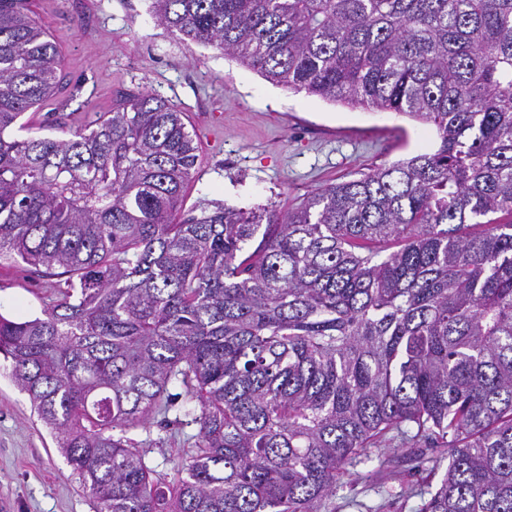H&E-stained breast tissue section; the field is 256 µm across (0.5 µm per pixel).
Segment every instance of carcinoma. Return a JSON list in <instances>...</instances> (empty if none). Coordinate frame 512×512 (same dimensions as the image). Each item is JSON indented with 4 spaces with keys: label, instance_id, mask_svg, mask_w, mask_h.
<instances>
[{
    "label": "carcinoma",
    "instance_id": "obj_1",
    "mask_svg": "<svg viewBox=\"0 0 512 512\" xmlns=\"http://www.w3.org/2000/svg\"><path fill=\"white\" fill-rule=\"evenodd\" d=\"M268 81L405 114L434 149L287 211L183 213L198 135L148 92L68 138L31 0H0V259L60 278L0 353L95 512H327L384 448H443L419 512H512V0H151ZM505 213L501 222L493 215ZM182 388L178 479L127 432Z\"/></svg>",
    "mask_w": 512,
    "mask_h": 512
}]
</instances>
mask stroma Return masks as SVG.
Masks as SVG:
<instances>
[{
    "mask_svg": "<svg viewBox=\"0 0 512 512\" xmlns=\"http://www.w3.org/2000/svg\"><path fill=\"white\" fill-rule=\"evenodd\" d=\"M148 0H33L32 9L56 42L67 88L53 111L31 109L34 125L53 122V136L73 131L71 113L106 112L123 93L146 91L186 112L199 136L198 169L187 205L219 202L250 210L290 209L318 189L432 150L430 126L384 110L333 103L267 81L219 50L185 42L151 16ZM57 294L50 280L24 263H0V314L33 318ZM0 356V512H94L55 439L34 414L28 395ZM179 408L130 430L152 439L148 459L176 480L187 437L196 424ZM437 448L397 465L383 488L371 483L373 463L343 478L335 512H356L351 500L381 512H418L420 498L405 495L425 482L424 459Z\"/></svg>",
    "mask_w": 512,
    "mask_h": 512,
    "instance_id": "stroma-1",
    "label": "stroma"
}]
</instances>
